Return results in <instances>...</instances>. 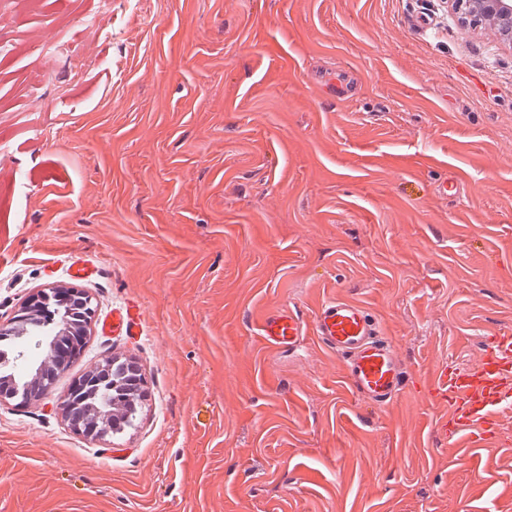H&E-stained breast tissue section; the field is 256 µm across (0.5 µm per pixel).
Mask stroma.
I'll return each mask as SVG.
<instances>
[{"instance_id":"obj_1","label":"stroma","mask_w":512,"mask_h":512,"mask_svg":"<svg viewBox=\"0 0 512 512\" xmlns=\"http://www.w3.org/2000/svg\"><path fill=\"white\" fill-rule=\"evenodd\" d=\"M94 7L0 0V325L51 286L95 306L52 391L0 405V512H512V444L443 441L424 394L512 333V48L446 0H116L77 24ZM336 299L398 354L386 407L311 333ZM126 304L142 336L102 335ZM279 308L290 348L259 334ZM113 357L141 417L90 440L62 402ZM259 333L273 347L290 348L303 336V325L294 312L281 309L261 319Z\"/></svg>"}]
</instances>
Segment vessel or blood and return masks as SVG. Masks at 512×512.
<instances>
[{"label":"vessel or blood","mask_w":512,"mask_h":512,"mask_svg":"<svg viewBox=\"0 0 512 512\" xmlns=\"http://www.w3.org/2000/svg\"><path fill=\"white\" fill-rule=\"evenodd\" d=\"M103 328L130 338L139 336L136 306L113 310ZM259 333L271 346L290 347L302 336L303 325L294 312L281 309L262 318ZM313 333L343 360L347 380L358 397L383 407L398 395L405 379L399 357L380 336L363 305L345 300L325 302L315 316ZM428 395L446 408L434 425L436 433L446 440L466 438L481 444L498 438L500 413L512 405V334L486 336L475 368L463 369L447 362L439 365Z\"/></svg>","instance_id":"b4317fda"}]
</instances>
